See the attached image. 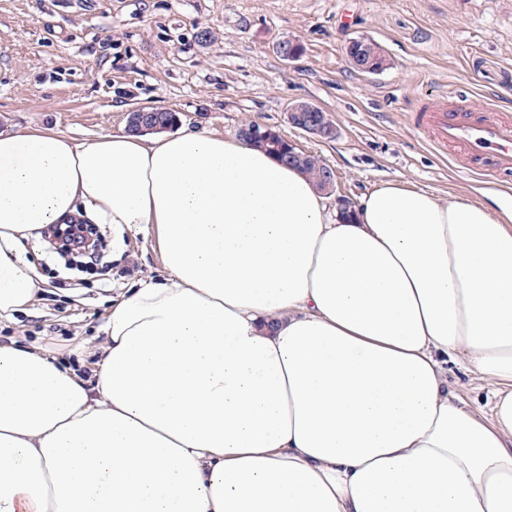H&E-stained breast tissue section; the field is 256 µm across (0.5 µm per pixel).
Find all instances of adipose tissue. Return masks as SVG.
I'll use <instances>...</instances> for the list:
<instances>
[{
  "instance_id": "ef3b65f1",
  "label": "adipose tissue",
  "mask_w": 512,
  "mask_h": 512,
  "mask_svg": "<svg viewBox=\"0 0 512 512\" xmlns=\"http://www.w3.org/2000/svg\"><path fill=\"white\" fill-rule=\"evenodd\" d=\"M148 225L166 277L84 373L0 343V512H512V204L386 182L342 219L201 131L0 133V317L55 224ZM465 351L489 414L448 391Z\"/></svg>"
}]
</instances>
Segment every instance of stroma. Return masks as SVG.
Listing matches in <instances>:
<instances>
[{
  "mask_svg": "<svg viewBox=\"0 0 512 512\" xmlns=\"http://www.w3.org/2000/svg\"><path fill=\"white\" fill-rule=\"evenodd\" d=\"M359 35L384 49V73L347 63L343 48ZM289 39L304 47L290 63L277 51ZM463 83L512 111V0H0L1 132L52 129L82 142L124 130L138 107L174 110L181 128L226 137L247 120L284 130L354 199L386 181L492 207L512 199V183L468 174L407 122L420 99ZM300 100L329 113L336 139L289 126L287 108ZM124 240L121 261L107 249L84 273L29 246L45 289L0 319V340L82 366L113 295L164 274L144 228ZM446 370L468 408L489 411L494 385L464 355Z\"/></svg>",
  "mask_w": 512,
  "mask_h": 512,
  "instance_id": "stroma-1",
  "label": "stroma"
}]
</instances>
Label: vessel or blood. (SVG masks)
I'll return each instance as SVG.
<instances>
[{
    "label": "vessel or blood",
    "mask_w": 512,
    "mask_h": 512,
    "mask_svg": "<svg viewBox=\"0 0 512 512\" xmlns=\"http://www.w3.org/2000/svg\"><path fill=\"white\" fill-rule=\"evenodd\" d=\"M467 95L459 87L432 96L414 112L413 127L473 175L492 182L512 176V117H492L489 103Z\"/></svg>",
    "instance_id": "b4317fda"
}]
</instances>
